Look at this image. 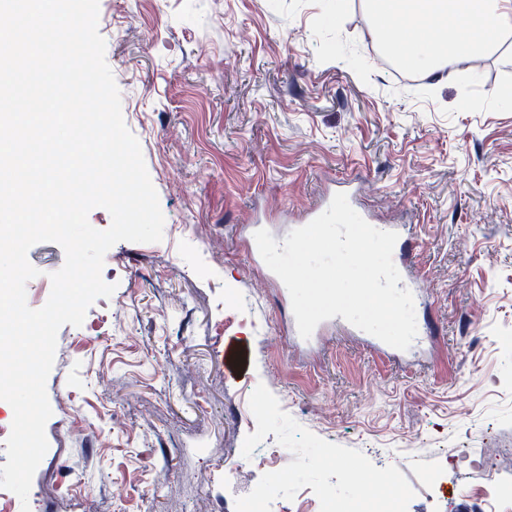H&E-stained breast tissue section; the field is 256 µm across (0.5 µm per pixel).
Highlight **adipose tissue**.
<instances>
[{"instance_id":"1","label":"adipose tissue","mask_w":512,"mask_h":512,"mask_svg":"<svg viewBox=\"0 0 512 512\" xmlns=\"http://www.w3.org/2000/svg\"><path fill=\"white\" fill-rule=\"evenodd\" d=\"M396 35L383 53L412 58L435 74L462 58L488 53L492 35L512 33V0H366Z\"/></svg>"}]
</instances>
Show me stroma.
<instances>
[{
    "label": "stroma",
    "mask_w": 512,
    "mask_h": 512,
    "mask_svg": "<svg viewBox=\"0 0 512 512\" xmlns=\"http://www.w3.org/2000/svg\"><path fill=\"white\" fill-rule=\"evenodd\" d=\"M363 0H99L98 31L164 215L105 255L115 285L64 325L30 512H235L265 385L318 437L397 466L408 512H481L512 482V40L401 81ZM357 178L417 244L438 349L387 357L329 332L311 353L237 227ZM27 303L65 259L33 246ZM247 347L240 374L224 343Z\"/></svg>",
    "instance_id": "obj_1"
}]
</instances>
